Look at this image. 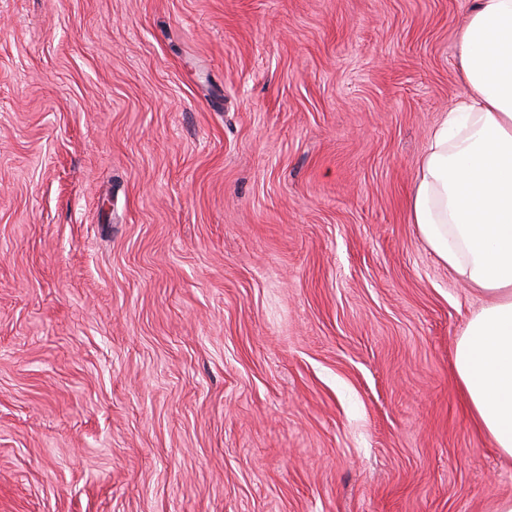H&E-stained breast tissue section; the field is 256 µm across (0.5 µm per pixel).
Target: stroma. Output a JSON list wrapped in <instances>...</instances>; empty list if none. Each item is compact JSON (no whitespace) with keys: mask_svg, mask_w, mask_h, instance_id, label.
Instances as JSON below:
<instances>
[{"mask_svg":"<svg viewBox=\"0 0 512 512\" xmlns=\"http://www.w3.org/2000/svg\"><path fill=\"white\" fill-rule=\"evenodd\" d=\"M473 5L0 0V512L512 496L409 210Z\"/></svg>","mask_w":512,"mask_h":512,"instance_id":"obj_1","label":"stroma"}]
</instances>
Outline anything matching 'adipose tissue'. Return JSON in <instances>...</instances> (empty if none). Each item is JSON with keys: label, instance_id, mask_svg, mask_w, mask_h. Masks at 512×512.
Returning a JSON list of instances; mask_svg holds the SVG:
<instances>
[{"label": "adipose tissue", "instance_id": "ef3b65f1", "mask_svg": "<svg viewBox=\"0 0 512 512\" xmlns=\"http://www.w3.org/2000/svg\"><path fill=\"white\" fill-rule=\"evenodd\" d=\"M457 59L464 92L432 133L409 207L429 249L489 298L453 367L475 420L512 458V0H476Z\"/></svg>", "mask_w": 512, "mask_h": 512}]
</instances>
